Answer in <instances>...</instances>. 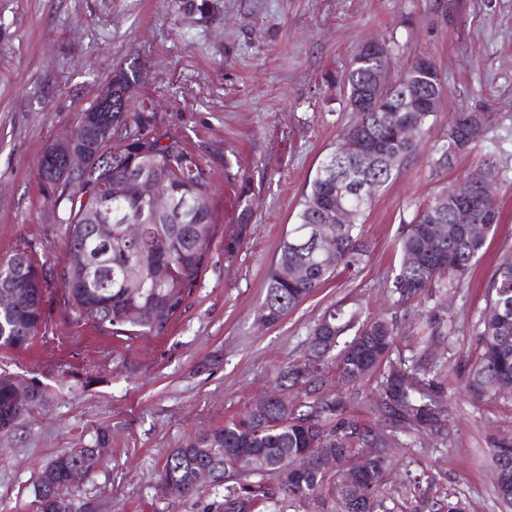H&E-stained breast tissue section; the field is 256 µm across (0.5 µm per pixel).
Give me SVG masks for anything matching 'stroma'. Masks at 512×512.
Returning <instances> with one entry per match:
<instances>
[{
  "label": "stroma",
  "mask_w": 512,
  "mask_h": 512,
  "mask_svg": "<svg viewBox=\"0 0 512 512\" xmlns=\"http://www.w3.org/2000/svg\"><path fill=\"white\" fill-rule=\"evenodd\" d=\"M390 54L392 79L425 53L447 86L444 106L399 173L375 197L361 232L368 257L331 277L283 320L258 319L269 267L323 155L354 119L344 75L362 44ZM135 68L132 106L154 108L212 173L219 226L211 258L182 315L163 336L126 339L73 325L54 290L46 325L24 349H0V375L44 389L46 401L0 434V512H36L33 486L59 454L97 447L106 460L67 493L71 512H224L223 488L195 503L165 493L169 453L224 426L300 358L308 331L331 304L395 316V358L427 355L447 392V444L419 433L395 449L388 487L425 473L432 494L462 497L469 512H496L488 440L512 436V395L477 401L462 389L488 287L512 257V0H0V256L26 249L38 262L67 257L50 219L38 168L48 145L120 69ZM494 113L483 140L453 167L434 166V143L459 111ZM496 166L502 222L463 284L397 306L387 288L398 239L419 205L485 162ZM253 216L232 261L241 198ZM450 312L447 339L423 347L420 316Z\"/></svg>",
  "instance_id": "stroma-1"
}]
</instances>
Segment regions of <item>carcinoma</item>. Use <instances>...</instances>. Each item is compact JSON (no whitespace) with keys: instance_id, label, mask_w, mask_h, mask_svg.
I'll list each match as a JSON object with an SVG mask.
<instances>
[{"instance_id":"carcinoma-1","label":"carcinoma","mask_w":512,"mask_h":512,"mask_svg":"<svg viewBox=\"0 0 512 512\" xmlns=\"http://www.w3.org/2000/svg\"><path fill=\"white\" fill-rule=\"evenodd\" d=\"M372 58L366 48L353 57L345 79L347 100L366 85ZM135 75L120 71L112 76V111L78 113L84 140L75 149L85 155V167L63 174L55 166L61 144H50L41 159L39 182H61L58 196L50 198L59 208L58 224L64 230L68 259L45 268L23 249L0 258V285L8 284L14 303L0 310V347L24 349L44 323L46 295L59 285L69 319L115 336H161L182 312L201 270L210 257L217 225L212 223L209 190L212 174L181 140L162 134L156 114L139 112L123 100L122 91ZM441 76L435 63L414 75L404 74L379 107L364 114L342 131V136L376 139L385 147L380 156L336 155L328 151L320 160L304 195L296 222L283 240L280 253L267 275L265 298L258 318L275 324L320 288L335 273L355 271L365 262L367 245L361 237L365 211L374 193L385 187L416 150L417 144L404 135L407 127L427 131L435 112H399L395 102L401 94L429 98ZM491 112H456L448 123V134L436 145L435 167L450 168L477 141L470 127L488 130ZM131 132L127 149L110 158L101 152L102 127ZM170 144L162 145L161 140ZM150 177L163 190L185 201L186 207L170 217L157 216L139 196L136 180ZM112 185V247L100 244L95 225L83 223L86 210L99 201V188ZM356 185L368 192L362 199L352 192ZM448 197V209L440 200ZM344 203L350 220L341 224L331 219L336 205ZM468 214L483 232L459 234L443 240L432 253L426 245L436 224H455ZM496 210L485 211L477 194L462 195L445 187L419 208L410 223L403 225L398 241L399 265L389 281L391 295L404 305L438 288H454L469 274L499 224ZM137 224V241L126 242L123 224ZM320 230L335 238V251L324 254L313 248L311 235ZM87 252L94 261L91 276L67 275L71 257ZM141 311L135 322L127 320L130 308ZM445 318L432 313L421 329L420 342L428 344L443 335ZM400 326L397 320L365 316L358 308L333 306L315 322L307 337L306 354L276 373V388L294 391L269 404L265 413L251 410L224 426L201 432L185 440L168 455L161 479L172 481L186 496L198 494L197 473H211L208 485L224 488V512H394L387 501L418 498L427 512H465L458 496L441 499L430 495L431 484L415 475L390 491L386 470L395 448L412 446L410 437L430 430L443 444L451 429L441 413L445 386L428 363L419 359L410 366L394 363L391 354ZM317 336L333 344L319 365L309 363L308 353ZM480 354L467 365L464 388L476 400L512 393V259L503 261L490 284L488 303L481 313L478 331ZM347 386L326 391L330 373ZM382 373L373 410L391 438L390 447L380 452L373 444L374 427L348 414L363 397L362 384ZM13 396L0 386V433H8L15 422ZM234 451L254 457L259 466L232 462ZM83 451L64 452L42 471L34 496L38 512H68L55 498L54 486L63 481L80 482L87 474L80 465ZM332 455L338 462L360 461L352 477L327 475L315 457ZM302 462L286 469L283 461ZM489 461L494 494L502 512H512V438H495L490 443Z\"/></svg>"}]
</instances>
